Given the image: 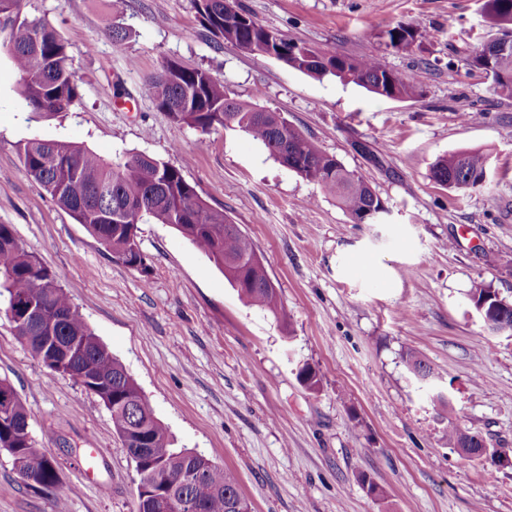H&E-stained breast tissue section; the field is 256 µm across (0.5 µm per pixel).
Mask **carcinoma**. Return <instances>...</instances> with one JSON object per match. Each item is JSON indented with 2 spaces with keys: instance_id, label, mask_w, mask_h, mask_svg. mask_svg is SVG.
<instances>
[{
  "instance_id": "1",
  "label": "carcinoma",
  "mask_w": 512,
  "mask_h": 512,
  "mask_svg": "<svg viewBox=\"0 0 512 512\" xmlns=\"http://www.w3.org/2000/svg\"><path fill=\"white\" fill-rule=\"evenodd\" d=\"M22 0H0V15L9 29L0 49L19 76L20 94L34 112L61 113L69 110L78 94V84L69 55V42L43 18L21 13ZM201 25L213 36L239 50L253 54L257 48L289 49L286 65L312 77H334L386 98L412 100L419 96L416 83L395 75L370 55L355 58L318 49L288 39L255 21L249 14L231 8L226 0H193ZM488 17L495 23H512V0H489ZM417 31L399 24L387 31L389 45L407 50ZM493 64L506 80L495 82L494 91L512 98V52L491 53V59L473 56L470 66L484 69ZM157 107L174 121L209 133L219 127L238 128L259 142L282 166L320 186L336 198L352 217L378 207L381 198L361 176L346 169L317 142L288 124L281 113L261 107L254 100L230 97L224 83L200 67H187L167 59L148 77ZM27 174L56 203L125 266L145 267L137 240L138 224L146 217L170 224L201 250L224 277L249 302L274 315L282 310L277 288L259 258L252 240L239 225L212 208L189 183L183 168L144 153H133L121 161L108 162L85 147L69 141L32 139L21 149ZM489 154L480 150L459 151L439 158L432 178L442 186L453 182L470 189L484 182ZM5 311L19 328L15 303L26 306L50 304L65 314L54 328L61 353L92 368L94 382L79 385L95 394L108 408L116 434L128 455L145 449L134 460L138 476L137 512H250V504L239 492L235 475L204 456L172 447L171 435L155 417L152 408L125 367L92 332L78 309L58 286L54 276L36 256L17 242L11 227L0 224V297ZM498 294L488 287L472 289L470 300L483 315L497 318ZM21 329V328H19ZM29 336L30 353L52 374L68 369L51 364L41 333L33 327L21 329ZM409 369L425 384L435 381L432 368L413 360ZM12 400L0 413V449L11 455L16 471L31 463L43 464L49 455L36 447L30 434H19V425L29 411L13 386L0 380V396ZM448 446L467 458H476L486 447L478 434L462 429L448 418ZM57 465L41 469L35 483L25 484L43 493L57 490Z\"/></svg>"
}]
</instances>
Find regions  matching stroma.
Listing matches in <instances>:
<instances>
[{
	"instance_id": "stroma-1",
	"label": "stroma",
	"mask_w": 512,
	"mask_h": 512,
	"mask_svg": "<svg viewBox=\"0 0 512 512\" xmlns=\"http://www.w3.org/2000/svg\"><path fill=\"white\" fill-rule=\"evenodd\" d=\"M234 2L290 39L377 56L413 76L419 96H377L217 44L192 0H25L24 13L69 41L78 98L65 113L31 111L0 53V224L55 274L176 447L232 471L252 512H512V464L448 445L453 412L488 448L512 453V336L490 334L470 300L482 284L512 302V99L467 63L498 35L485 0ZM400 23L424 33L407 50L387 44ZM115 24L128 30L119 49L106 35ZM167 58L282 113L362 175L387 214L355 223L243 131L174 122L147 83ZM32 138L183 167L254 242L282 315L248 303L168 224H139L145 270L113 259L25 173L19 147ZM462 150L489 153L485 183H436L433 164ZM413 359L430 364L436 386L414 381ZM306 364L317 389L298 378ZM0 379L60 476L54 495L25 488L0 450V512H137L135 464L110 411L69 376L49 374L1 303Z\"/></svg>"
}]
</instances>
